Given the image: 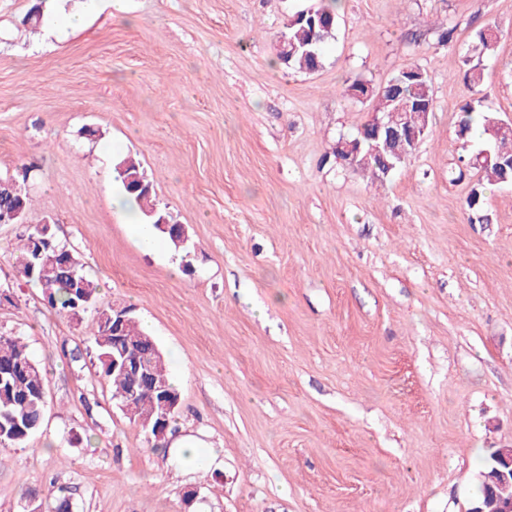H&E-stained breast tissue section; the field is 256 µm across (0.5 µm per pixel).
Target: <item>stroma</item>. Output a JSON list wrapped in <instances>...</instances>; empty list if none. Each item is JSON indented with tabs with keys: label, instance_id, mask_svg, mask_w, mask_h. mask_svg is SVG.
<instances>
[{
	"label": "stroma",
	"instance_id": "obj_1",
	"mask_svg": "<svg viewBox=\"0 0 512 512\" xmlns=\"http://www.w3.org/2000/svg\"><path fill=\"white\" fill-rule=\"evenodd\" d=\"M35 2L0 0V176L29 167L26 225L50 221L99 295L53 308L15 264L24 225L0 224V332L27 344L47 401L0 448V512H468L484 456L512 448V186H486L489 221L470 223L479 143L457 129L489 22L483 105L512 123V0H340L311 74L275 44L325 0H58L84 23L52 36L25 28ZM407 66L434 98L416 153L382 180L338 166L375 107L346 86ZM127 156L186 249L131 236L112 204ZM112 304L178 384L165 448L100 373L89 332ZM498 36L492 26L479 31L475 42L464 59L466 67L463 79L473 92H477L483 79L484 62L491 57Z\"/></svg>",
	"mask_w": 512,
	"mask_h": 512
}]
</instances>
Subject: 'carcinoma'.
<instances>
[{"label":"carcinoma","instance_id":"obj_1","mask_svg":"<svg viewBox=\"0 0 512 512\" xmlns=\"http://www.w3.org/2000/svg\"><path fill=\"white\" fill-rule=\"evenodd\" d=\"M337 0H329V4L317 8L321 13L320 23L313 26L308 21L291 18L286 27L288 38V53L276 51V58L283 66L302 73H312L323 64V53L326 42L335 36L338 15ZM498 36L493 27H488L477 34L475 42L464 59L465 71L463 79L471 91L480 87L483 79L484 62L491 57ZM433 99L431 82L427 72L417 68V72L409 73L403 69L391 76L378 92V107L376 111L385 114V120L391 124L406 123L411 127L420 125L422 108L416 103L424 99ZM461 119L457 135L467 140L474 125L479 123L483 128L484 149L490 153L489 158L482 159L480 170L484 178L497 184H512V172L501 167L500 160L512 158V133L505 131L500 135L490 133L492 127L498 125V120L481 109V100L471 99L460 109ZM370 124H365L353 139L360 141L361 153L358 157L357 168L369 170L378 177H386L384 163L398 169L406 163L402 159L386 152L380 156L368 152L371 144ZM116 180L120 183L128 198L141 209L147 222L153 229L167 237L175 248L180 249L185 243L182 233L166 230L160 225L161 219H170L163 209L157 207L155 192L150 182L145 187H136L135 177L144 175L140 166L129 159H122L116 164ZM27 178L18 177L8 187H0V205L10 208L13 203H19L23 211H28L32 198L26 186ZM470 212V220L481 223L488 221L484 214V194L481 186L473 187L465 201ZM41 238L38 227L28 228L20 236L16 264L18 269L26 268V261L37 249V240ZM32 280L47 293L48 302L61 311H75L74 301L85 298L84 304L94 305L98 300V290L94 283L82 271L78 262L64 265L55 258L53 249H46L43 258L35 268ZM112 318V307L98 309L99 322L91 332L97 350V360L102 375L112 386V399L123 401L128 389L127 376L119 369L112 368L111 339L103 335L100 321ZM122 334L131 342L150 341L152 336L141 330L133 318H128L122 325ZM23 365L22 370L8 383L0 384V447L8 448L22 445L40 427L46 407V400L41 398L44 389L43 377L37 362L30 355L26 344L18 338L0 334V369L5 366ZM152 372L157 382L167 386L174 393L179 389L171 382L165 368L161 350L152 355ZM141 414L150 418L149 428L157 425L159 412V395L145 391L138 396ZM479 491L473 504H483L484 493L492 491L500 497L512 498V469L495 457V452L488 453L482 461L478 473Z\"/></svg>","mask_w":512,"mask_h":512}]
</instances>
